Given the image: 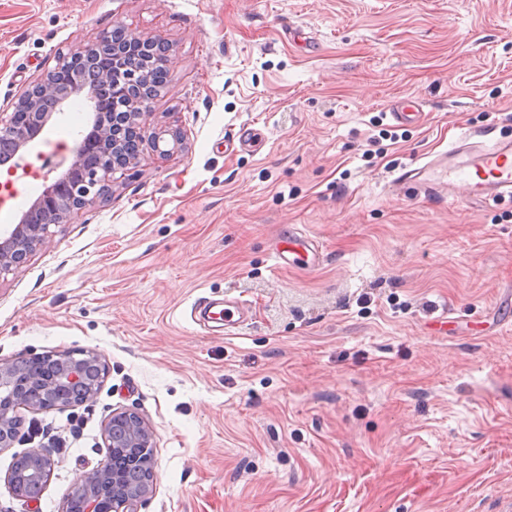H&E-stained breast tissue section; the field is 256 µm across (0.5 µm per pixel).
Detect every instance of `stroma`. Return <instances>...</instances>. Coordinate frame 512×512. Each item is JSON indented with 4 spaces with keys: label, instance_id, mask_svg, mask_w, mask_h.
<instances>
[{
    "label": "stroma",
    "instance_id": "stroma-1",
    "mask_svg": "<svg viewBox=\"0 0 512 512\" xmlns=\"http://www.w3.org/2000/svg\"><path fill=\"white\" fill-rule=\"evenodd\" d=\"M117 21L172 45L151 122L186 146L0 279V359L109 369L92 402L24 413L0 512H28L1 480L27 423L57 437L37 512H63L125 410L156 443L140 512H512V198L389 188L466 133L512 139V0H0V113ZM400 98L422 117L398 129ZM253 123L266 147L226 151ZM91 124L67 109L25 159ZM294 228L314 265H277ZM201 297L250 319L193 322ZM250 305L247 300L239 299L232 303L224 301V309L219 313L224 320V329L236 328L246 320Z\"/></svg>",
    "mask_w": 512,
    "mask_h": 512
}]
</instances>
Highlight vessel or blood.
Instances as JSON below:
<instances>
[{"label": "vessel or blood", "instance_id": "b4317fda", "mask_svg": "<svg viewBox=\"0 0 512 512\" xmlns=\"http://www.w3.org/2000/svg\"><path fill=\"white\" fill-rule=\"evenodd\" d=\"M395 187L426 192L465 188L468 199L487 201L512 196V139L485 144L474 135L461 137L451 148L428 154L422 164L402 168ZM247 300L225 303L220 312L225 327L243 323Z\"/></svg>", "mask_w": 512, "mask_h": 512}]
</instances>
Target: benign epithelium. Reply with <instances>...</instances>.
Returning a JSON list of instances; mask_svg holds the SVG:
<instances>
[{"label": "benign epithelium", "mask_w": 512, "mask_h": 512, "mask_svg": "<svg viewBox=\"0 0 512 512\" xmlns=\"http://www.w3.org/2000/svg\"><path fill=\"white\" fill-rule=\"evenodd\" d=\"M108 68L91 82L57 86L47 75L26 89L14 104L8 117L0 113V142H8L18 152L34 141L51 118L64 111L70 98L85 94L94 111L92 129L76 143L72 161L42 195L21 216L18 224L0 234V278L22 267L31 254L48 244L51 227L69 223L78 213L100 201L98 190L109 191L112 184L141 162L144 145L168 155L185 148L181 132L168 126L150 127L152 94L126 93L117 104V119L101 111L107 97L98 94L99 85L112 83ZM100 156L112 159V166L91 174L86 159ZM74 353L63 350L45 355L53 362L47 374L31 373L19 382L15 360H0V450L12 447L16 431L22 423L20 411L32 413L63 410L90 403L101 388V381H89L84 364L73 359ZM107 448L133 450L132 465L145 474L135 497L121 476L110 472L108 459L84 473L71 488L83 496L86 512H137L154 489L156 447L154 435L144 420L133 411L112 413L103 426ZM53 467V456L45 448H33L15 457L4 477L12 494L26 504L40 501Z\"/></svg>", "instance_id": "7a95c632"}]
</instances>
